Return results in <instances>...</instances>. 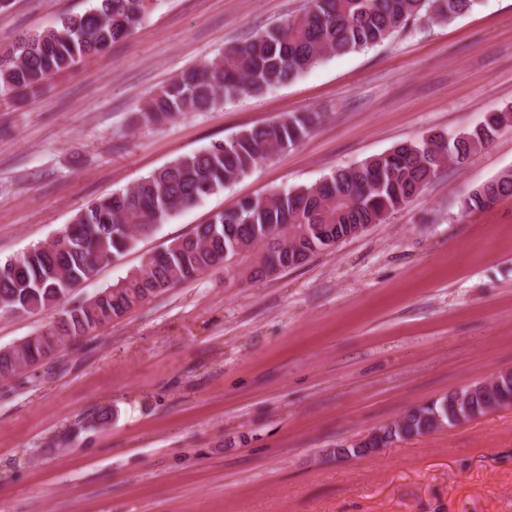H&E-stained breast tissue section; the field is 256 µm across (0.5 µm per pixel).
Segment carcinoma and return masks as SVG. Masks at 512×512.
I'll use <instances>...</instances> for the list:
<instances>
[{
	"label": "carcinoma",
	"mask_w": 512,
	"mask_h": 512,
	"mask_svg": "<svg viewBox=\"0 0 512 512\" xmlns=\"http://www.w3.org/2000/svg\"><path fill=\"white\" fill-rule=\"evenodd\" d=\"M153 0H95L43 31L24 34L0 52V98L36 95L49 78L83 57L125 39L145 18ZM476 0H308L306 10L231 46L207 64L174 76L137 110V123L155 126L186 112L214 108L241 95H261L283 85L331 54H346L390 39L422 17L446 23ZM318 112H287L198 152L181 155L135 185L80 209L61 235L18 257L0 260V312L37 314L62 308L33 340L10 346L0 358V379L38 363L66 341L89 336L174 284L217 265L239 268L259 280L303 264L328 247L327 240L383 224L404 209L451 165L459 166L488 147L512 124V105L471 129L435 133L388 152L336 169L320 181L284 190L264 200H246L213 215L194 233L171 240L163 250L106 289L65 306L66 299L100 269L137 243V237L167 223L180 211L216 194L258 163L309 136ZM512 196V169L475 188L459 205L462 216ZM457 393L405 412L376 430L371 447L405 440L453 425Z\"/></svg>",
	"instance_id": "carcinoma-1"
}]
</instances>
